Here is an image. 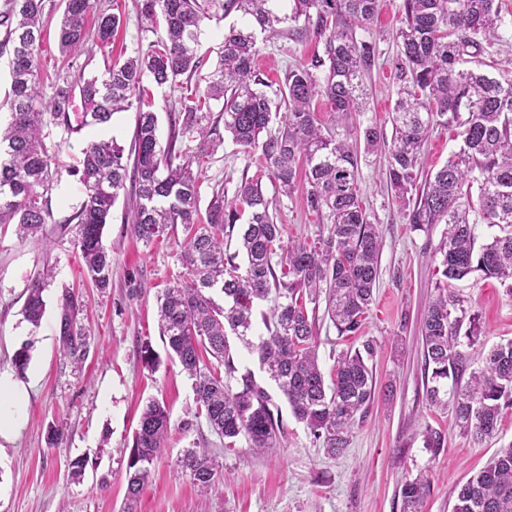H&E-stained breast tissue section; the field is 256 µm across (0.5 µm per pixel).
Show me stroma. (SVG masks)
I'll return each mask as SVG.
<instances>
[{"label":"stroma","mask_w":512,"mask_h":512,"mask_svg":"<svg viewBox=\"0 0 512 512\" xmlns=\"http://www.w3.org/2000/svg\"><path fill=\"white\" fill-rule=\"evenodd\" d=\"M92 4L94 12L122 17L113 58L127 57L139 42L163 34L162 26H149L138 14L136 0ZM63 9V0H44L41 72L48 84L62 67L56 29ZM402 15L403 0H380L374 19L356 30L358 40L373 46L375 64L365 78L367 109L354 121L375 126L387 136L397 99L394 62ZM257 45L256 70L273 85L283 83L288 70L307 66L323 48L312 34L261 38ZM477 67L493 77L512 74V0H502L496 38L479 56ZM136 122L137 113L131 109L116 113L107 124L84 127L67 140L62 129H54L50 140L61 148L55 155L58 184L49 197L48 223L40 237L27 239L16 236L14 225L0 226V373L14 372L12 358L18 349L28 348L30 356L21 377L27 397L18 424L10 438H0V512H119L132 438L151 398L167 404L170 430L136 512H401V483L421 472L431 479L424 512H451L456 488L484 468L499 448L512 443V410L504 412L497 436L477 445L460 434L451 409L426 401L419 326L436 295L433 252L443 225L425 232L411 230L387 184L386 156H362L359 199L383 237L380 277L357 335L339 333L325 313H318L317 351L328 372L341 352L372 341L375 398L357 419L348 448L327 455L260 370L256 356L231 339L239 370L251 371L279 406L283 445L263 454L242 444L226 449L205 419L195 414L192 379L163 356L156 297L184 274L179 261L183 233L149 245L133 238L125 211L134 186L126 184L104 232L112 252V282L100 291L84 274L74 245L75 227L67 222L81 194L76 176L68 171L73 157L90 140L129 146ZM212 137L220 143L217 152L192 167L201 183L202 202H209L216 184L231 194L242 181L257 179L267 196L279 199L276 221L283 228V240L318 234L322 221L308 209L303 191L277 196L258 154H244L227 139L223 122L214 123ZM46 271L52 274L43 291L46 308L35 327L26 321L23 307L29 285ZM68 289L78 292L84 304L78 324L87 350L79 361L66 356L59 343L58 303ZM452 292L478 316L481 334L474 345L462 348L474 369L482 352L512 340V285L474 274L455 282ZM145 341L163 356L157 369L145 368L141 361ZM428 426L445 432V448H426L423 431ZM192 448L209 451L214 458L220 477L217 489L202 492L182 469L180 460ZM76 458L85 459L87 466L83 478L74 482L67 469Z\"/></svg>","instance_id":"1"}]
</instances>
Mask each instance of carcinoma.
Listing matches in <instances>:
<instances>
[{"mask_svg":"<svg viewBox=\"0 0 512 512\" xmlns=\"http://www.w3.org/2000/svg\"><path fill=\"white\" fill-rule=\"evenodd\" d=\"M279 2L138 0L141 16L163 25L166 41L139 44L133 55L79 85L89 125L106 124L130 108L138 114L133 167H128L123 148L105 140L87 142L76 160L82 196L65 222L75 224L74 245L87 276L98 288L110 284L112 252L103 233L130 180L135 199L126 220L138 240L149 245L179 226L186 235L180 261L187 277L166 288L157 307L168 358L194 379L195 416L205 418L226 448L241 439L258 453L282 447L278 406L251 373L236 376L231 333L257 354L261 369L319 447L331 456L343 452L357 414L365 412L375 395L367 364L373 345L367 341L361 350L343 352L325 379L317 353L316 309L325 300L338 332L354 335L379 279V228L357 194L361 136L365 151L388 153L390 189L410 229L446 225L435 248L441 280L421 322L425 369L431 370L426 400L452 407L455 426L481 444L494 436L503 411L512 408V341L490 349L483 367L461 382L466 365L460 332L472 343L480 327L449 287L474 272L512 282V76L498 79L463 67L464 57L478 55L483 43L495 37L500 0H403L395 61L398 102L389 142L379 138L375 127L349 123L352 114L365 110L364 77L374 58V48L357 39L356 28L373 19L379 0H290L287 12ZM90 8V0H65L57 43L66 68L50 85L49 96L38 63L43 0H9L0 14V48L10 53L11 77L10 122L0 127V224L17 225L23 237L37 235L51 218L54 154L45 142V129L61 127L68 136L74 132L59 104L74 89L70 70L89 35ZM233 10L271 37L298 33L294 25L302 20L323 41V55L288 70L283 86L270 96L265 91L269 84L254 69L255 33L230 27L217 66L202 78L205 87L181 98L177 134L161 147L145 83L173 87L181 76L200 75L205 66L202 25L219 22ZM120 26L121 17L114 13L97 17L102 53L112 54L109 45ZM318 99L335 115L334 127L320 123L312 108ZM213 101L221 103L224 131L243 152L260 153L279 193L290 195L304 177L307 206L326 224L313 241L283 244L273 200L259 181L241 183L230 199L224 188L212 190L207 223H198L201 184L192 163L220 146L204 125ZM452 126L459 129V151L418 186L417 166L429 133ZM180 137L197 142L196 152L176 147ZM473 211L501 230L479 247L470 222ZM240 255L243 266L236 263ZM45 287L37 279L28 288L23 313L35 327L45 312ZM215 293L223 295L224 304L216 302ZM269 299L274 305L262 315L267 335L254 342V305ZM80 306L78 294L62 295L59 340L63 352L76 360L86 350L77 330ZM214 360L224 373L212 366ZM169 427L166 405L149 400L133 437L121 512H134ZM424 442L437 451L445 447V435L428 425ZM182 468L205 491L218 482L216 464L206 451H188ZM429 493L427 475L404 478L402 512H422ZM451 512H512V444L459 488Z\"/></svg>","mask_w":512,"mask_h":512,"instance_id":"1","label":"carcinoma"}]
</instances>
